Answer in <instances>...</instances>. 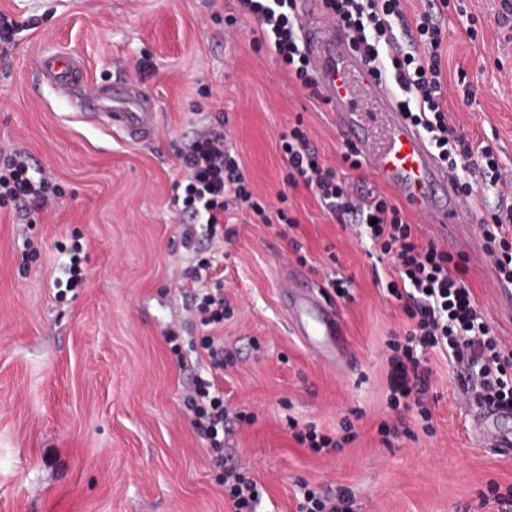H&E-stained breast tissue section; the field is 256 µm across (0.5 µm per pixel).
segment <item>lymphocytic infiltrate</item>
<instances>
[{"label": "lymphocytic infiltrate", "instance_id": "f902f5d3", "mask_svg": "<svg viewBox=\"0 0 512 512\" xmlns=\"http://www.w3.org/2000/svg\"><path fill=\"white\" fill-rule=\"evenodd\" d=\"M324 2L332 19L350 31L368 63L396 93L407 119L422 130L438 159L458 172L463 200H472L478 184L496 196L490 219L482 224L485 251L498 285H512V205L506 201L512 188L503 178L493 144L470 140L449 116L450 90L441 67L445 33L436 13L437 0H426L412 21L404 12V0ZM238 3L243 15L258 22L267 53L280 60L302 88H313L309 58L300 46L297 0ZM280 146L287 183L309 187L338 223L362 228L378 260L393 264L395 275L386 282V292L401 304L411 327L403 339L388 344L387 401L395 417L381 423L383 439L407 433L408 412L431 422L425 397L431 387L433 353L454 364L468 401L512 408V350L495 335L464 278L465 254L422 242L417 226L384 193L336 179L319 163L317 147L300 127L282 133ZM177 157L185 184L172 195L170 207L181 222L182 247L199 255L191 272L192 288L184 293V307L200 326L216 327L224 323V279L214 257L201 256L202 242L233 235V228L224 223L231 210L253 209L266 224L274 218L286 224L290 218L280 207L267 215L265 207L254 202L227 133L200 127L183 142ZM58 195L48 178L33 175L24 151L11 150L0 166V205L11 206L32 224ZM184 404L193 426L209 444L211 464L224 471V492L233 512H260L263 488L245 469L224 466V433L241 415L225 404L222 385L214 378H198ZM295 512H353V498L345 490L322 492L304 484Z\"/></svg>", "mask_w": 512, "mask_h": 512}]
</instances>
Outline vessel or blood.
<instances>
[{
	"instance_id": "b4317fda",
	"label": "vessel or blood",
	"mask_w": 512,
	"mask_h": 512,
	"mask_svg": "<svg viewBox=\"0 0 512 512\" xmlns=\"http://www.w3.org/2000/svg\"><path fill=\"white\" fill-rule=\"evenodd\" d=\"M305 43L312 74L323 103L334 113L343 138L363 167L395 188L427 223L464 224L468 209L455 180L412 125L386 84L381 83L354 50L349 35L331 22L323 0H301ZM37 75L66 98L76 115L102 121L110 134L130 144L151 142L157 132L153 99L132 80L87 89L83 59L66 50L43 52ZM292 330L320 362L336 365L350 358L334 307L323 302L313 283L291 281L283 292ZM512 412L482 407L472 418L473 431L485 447L512 454V432L501 427Z\"/></svg>"
}]
</instances>
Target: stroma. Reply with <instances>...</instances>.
Wrapping results in <instances>:
<instances>
[{
    "label": "stroma",
    "instance_id": "stroma-1",
    "mask_svg": "<svg viewBox=\"0 0 512 512\" xmlns=\"http://www.w3.org/2000/svg\"><path fill=\"white\" fill-rule=\"evenodd\" d=\"M498 9L499 0H450L440 14L442 64L448 85L462 71L475 89L471 100L452 95L453 121L473 141L496 142L512 182V30L496 24ZM236 12L235 0H0V13L21 25L0 60V152L24 149L62 190L32 226L0 210V512H232L183 405L205 366L192 352L177 361L166 341L172 330L205 333L183 307L180 286L196 257L182 248L169 207L183 178L176 151L205 116L223 118L254 196L286 194L299 220L290 228L232 212L237 234L214 250L234 310L218 331L234 355L220 381L232 410L255 417L225 435L227 466L264 486L265 512H293L303 481L346 489L354 512H493L479 493L492 480L512 485V456L473 435L471 406L444 356L430 358L433 433L410 416L408 434L384 445L379 426L393 415L386 342L409 321L376 283L389 266L377 264L370 240L336 223L308 188L287 184L280 136L302 122L336 178L381 184L348 168L335 117L260 49L253 18L229 25ZM56 45L83 57L89 86L139 82L156 102V138L122 142L38 84L37 59ZM486 215L474 208L471 224L445 235L409 219L422 240L467 256L466 279L512 347L479 224ZM62 243L79 246L84 278L60 294ZM330 271L352 281L348 298L324 294L352 368L317 361L280 298L287 279L323 287ZM293 419L336 438L347 419L356 438L316 453L295 441Z\"/></svg>",
    "mask_w": 512,
    "mask_h": 512
}]
</instances>
